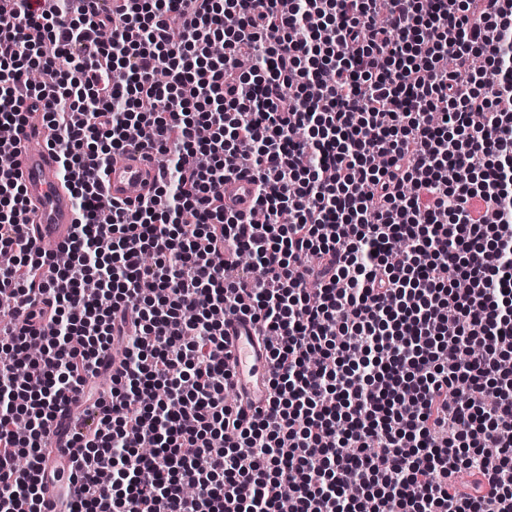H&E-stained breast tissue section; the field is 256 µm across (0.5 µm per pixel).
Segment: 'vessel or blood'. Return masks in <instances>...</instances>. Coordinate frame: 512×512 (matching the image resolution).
I'll return each mask as SVG.
<instances>
[{"mask_svg": "<svg viewBox=\"0 0 512 512\" xmlns=\"http://www.w3.org/2000/svg\"><path fill=\"white\" fill-rule=\"evenodd\" d=\"M49 138L48 127L37 113L28 116L18 134L20 174L31 201L26 214V229L41 248L65 244L77 219L72 197L63 185L59 166L48 148ZM155 175L153 162L139 152L129 151L110 162L104 175V186L109 198L121 202L132 197L134 190L148 186ZM253 193V185L246 180H235L224 186L225 201L238 209L250 205ZM224 346L237 362L241 390L251 397L265 399L268 395L267 361L252 336L243 326L230 324Z\"/></svg>", "mask_w": 512, "mask_h": 512, "instance_id": "1", "label": "vessel or blood"}]
</instances>
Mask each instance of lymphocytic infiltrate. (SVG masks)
<instances>
[{
  "label": "lymphocytic infiltrate",
  "instance_id": "1",
  "mask_svg": "<svg viewBox=\"0 0 512 512\" xmlns=\"http://www.w3.org/2000/svg\"><path fill=\"white\" fill-rule=\"evenodd\" d=\"M37 110L78 219L43 278L0 168V304L25 313L0 512H45L18 458L119 342L65 512H280L286 485L295 512H512V0H0V126ZM129 148L159 180L115 202L99 174ZM230 319L268 341L252 413ZM253 193L254 186L248 180H235L224 186V200L237 209L247 208L252 201Z\"/></svg>",
  "mask_w": 512,
  "mask_h": 512
}]
</instances>
